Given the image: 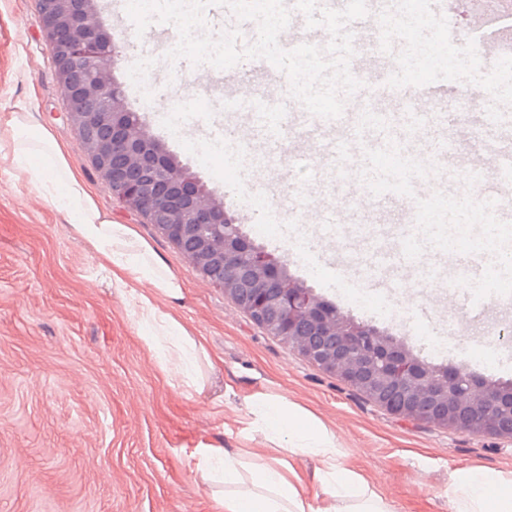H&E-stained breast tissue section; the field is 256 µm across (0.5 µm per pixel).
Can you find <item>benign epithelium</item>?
Returning a JSON list of instances; mask_svg holds the SVG:
<instances>
[{"mask_svg":"<svg viewBox=\"0 0 512 512\" xmlns=\"http://www.w3.org/2000/svg\"><path fill=\"white\" fill-rule=\"evenodd\" d=\"M37 22L53 46L67 119L99 178L128 209L182 249L205 279L224 287L226 296L247 282L242 308L258 327L331 374L354 380L360 366L371 367V377L361 386L374 397L387 383L402 389L400 417L414 419L424 406L450 420L466 406L483 420L482 434L512 437V401L502 384L477 381L461 394L457 385L464 366H423L404 345L329 308L290 277L283 260L242 233L234 242L224 240V225L235 223L224 203L193 180L162 141L130 122L124 95L104 93L123 51L103 27L96 0H44Z\"/></svg>","mask_w":512,"mask_h":512,"instance_id":"benign-epithelium-1","label":"benign epithelium"}]
</instances>
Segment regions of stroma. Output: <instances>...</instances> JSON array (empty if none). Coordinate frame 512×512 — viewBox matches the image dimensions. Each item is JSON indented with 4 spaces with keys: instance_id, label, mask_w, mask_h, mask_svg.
I'll return each instance as SVG.
<instances>
[{
    "instance_id": "obj_1",
    "label": "stroma",
    "mask_w": 512,
    "mask_h": 512,
    "mask_svg": "<svg viewBox=\"0 0 512 512\" xmlns=\"http://www.w3.org/2000/svg\"><path fill=\"white\" fill-rule=\"evenodd\" d=\"M115 42L128 55L112 70L121 85L131 82L134 54L150 62L163 89L179 94L182 108L207 85L205 72L171 69L162 42L126 33ZM30 99L32 126L62 146L97 208L131 226L181 283L183 297L171 313L205 353L197 358L195 385L171 386L133 314L132 292H149V284L114 287L68 215L48 205L37 185L16 179L0 157V512H215L213 488L196 464L211 448L248 447L250 405L266 394L284 396L321 419L398 512H448V476L457 468L512 469V439L400 419L268 335L153 225L114 198L64 117L36 0H0L1 130ZM158 134L255 244L285 259L291 273L348 317L387 330L429 359L428 336L453 337L465 355L445 356V363L466 364L490 381H512V341L483 347V329L469 323L462 295L434 288L441 309L429 329L372 317L370 299L345 281L329 283L323 269L301 273L289 245L297 238L319 251L314 225L289 223L287 211L270 209L264 217L272 238L255 235L237 194H225L210 178L223 169V143L204 145L189 124ZM280 152L284 165L267 170L279 196L307 207L323 201L327 189L313 178L319 163L313 147L291 139L281 142Z\"/></svg>"
}]
</instances>
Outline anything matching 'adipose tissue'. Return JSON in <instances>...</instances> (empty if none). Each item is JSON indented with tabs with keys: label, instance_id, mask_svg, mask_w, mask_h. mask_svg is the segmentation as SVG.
Segmentation results:
<instances>
[{
	"label": "adipose tissue",
	"instance_id": "obj_1",
	"mask_svg": "<svg viewBox=\"0 0 512 512\" xmlns=\"http://www.w3.org/2000/svg\"><path fill=\"white\" fill-rule=\"evenodd\" d=\"M8 127L7 135L0 136V155L24 178L33 175V159H42L48 171L41 181L42 196L70 217L77 234L110 266L114 286L151 284V293L135 297L134 313L143 339L160 350V368L166 377L182 384L192 381L201 344L159 306L163 300H180L181 284L129 225L98 210L53 135L33 131L28 110L12 113ZM250 415V433L259 438L263 453L217 449L196 465L206 481L212 480L214 467L223 471L224 489L215 497L217 512H396L395 504L350 464L349 453L335 433L299 404L266 395L252 402ZM296 458L313 460V468L296 470L292 464ZM494 489L501 495L493 500L489 493ZM448 509L512 512V470L455 469L449 476Z\"/></svg>",
	"mask_w": 512,
	"mask_h": 512
}]
</instances>
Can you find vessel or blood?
Listing matches in <instances>:
<instances>
[{
  "label": "vessel or blood",
  "mask_w": 512,
  "mask_h": 512,
  "mask_svg": "<svg viewBox=\"0 0 512 512\" xmlns=\"http://www.w3.org/2000/svg\"><path fill=\"white\" fill-rule=\"evenodd\" d=\"M467 1L472 9L465 47L480 61L482 73L488 77L501 49L512 43V10L500 11L503 0H420V4L430 17L440 13L457 16ZM301 40L322 47L328 43L329 35L325 29L303 26L299 36L279 38L286 49L294 48ZM404 43L402 36H389L378 52L384 68L360 73L363 88L348 99L343 115L336 120L310 115L289 97L287 76L261 59L244 60L224 71L211 69L212 80H223L224 94L216 102L200 99L195 109L209 113L214 105H221L226 143L255 153L258 165L267 162L263 148L278 142L286 130L292 129L314 146L320 159L318 180L355 184L353 195L301 213L302 221L318 225L330 242H371L373 221L386 219L393 220L397 235L404 237L416 231L413 200L395 193L372 196L358 177L364 148L384 146L389 137H396L407 155L436 162L449 174V188H456L460 175L476 173L480 179L472 193L477 200H497L512 190V117L490 110L472 113L473 125L495 132L496 137L479 140L466 149L447 135L437 134L443 116L437 105L447 102L448 87L438 80L420 84L405 80L397 63ZM257 74L270 77L271 89L239 92V85ZM424 266L434 278L445 271L449 276L472 280L478 279L486 268L479 254L437 250L410 260L403 252L372 244L360 281L365 285L387 283L401 289L408 277Z\"/></svg>",
  "instance_id": "vessel-or-blood-1"
}]
</instances>
